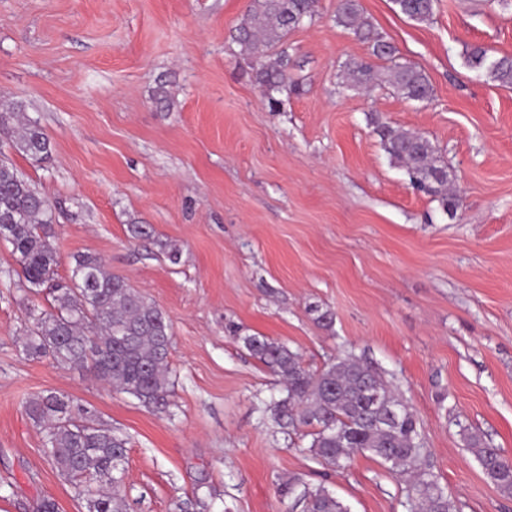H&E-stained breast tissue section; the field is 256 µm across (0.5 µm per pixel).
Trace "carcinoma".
Returning <instances> with one entry per match:
<instances>
[{
    "label": "carcinoma",
    "mask_w": 512,
    "mask_h": 512,
    "mask_svg": "<svg viewBox=\"0 0 512 512\" xmlns=\"http://www.w3.org/2000/svg\"><path fill=\"white\" fill-rule=\"evenodd\" d=\"M319 0H251L231 34L248 58L253 82L271 105L274 94L296 91L290 71L296 61L284 43L288 34L318 16ZM399 13L426 22L436 0H393ZM336 25L369 44L371 58L342 65L347 89L386 84L398 96L422 102L432 95L424 70L403 59L366 16L359 0H337ZM382 64H376V61ZM467 67L512 87V57H496L481 46L465 54ZM383 150L405 171L410 185L437 201L443 213L456 215L461 196L451 188L448 164L428 138L370 118ZM0 131L13 147L35 162L47 158L51 142L37 121L12 103L0 111ZM53 213L35 185L11 163L0 161V241L11 246L29 285L51 296V307L31 316L16 344L30 360L49 357L58 365L86 367L112 387L144 406L169 412L174 382L168 355L171 324L166 315L127 280L110 274L101 257L74 256L66 279L59 278ZM244 347L284 383L276 402L290 425L311 426L310 452L331 469H342L357 453L379 458L389 470L408 476L410 512H456L438 477L421 462L418 422L404 400L376 370L348 354L318 373L307 371L298 352L265 336L242 337ZM29 418L44 428L46 456L60 475L78 482L88 512H130L123 493L128 441L109 427L92 423V410L80 400L49 392L29 400ZM477 460L502 495L512 497V463L498 448L480 446ZM303 512H347L324 486L306 491Z\"/></svg>",
    "instance_id": "carcinoma-1"
}]
</instances>
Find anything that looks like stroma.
<instances>
[{
    "label": "stroma",
    "instance_id": "stroma-1",
    "mask_svg": "<svg viewBox=\"0 0 512 512\" xmlns=\"http://www.w3.org/2000/svg\"><path fill=\"white\" fill-rule=\"evenodd\" d=\"M250 4L0 0V99L23 103L52 144L39 163L0 135V156L52 207L59 276L96 254L166 314L175 382L158 413L89 370L26 359L15 338L50 299L0 245V512L43 497L86 512L26 412L46 391L128 438L131 512H291L318 485L350 512H409L405 482L379 459L336 471L313 459L310 436L278 420L283 386L248 335L286 343L314 373L349 353L369 363L413 411L457 512H512L469 440L512 459V87L464 64L474 45L512 56V5L437 0L419 23L392 0H361L428 76L432 97L416 103L341 86V65L368 47L320 0L288 36L301 90L272 108L230 39ZM372 114L436 146L456 216L390 162ZM134 224L153 240H134Z\"/></svg>",
    "mask_w": 512,
    "mask_h": 512
}]
</instances>
